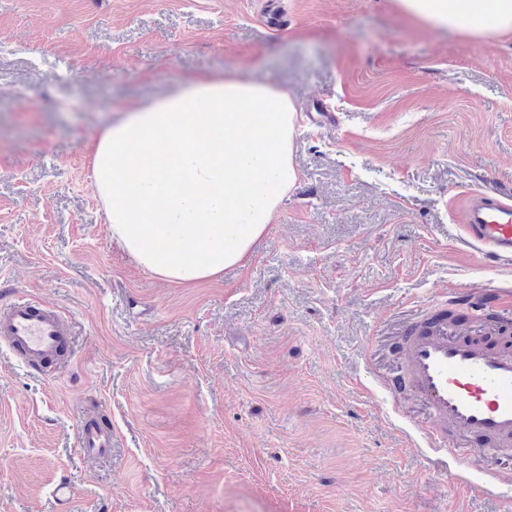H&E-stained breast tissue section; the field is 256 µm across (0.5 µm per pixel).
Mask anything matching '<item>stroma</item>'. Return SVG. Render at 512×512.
Returning <instances> with one entry per match:
<instances>
[{
	"mask_svg": "<svg viewBox=\"0 0 512 512\" xmlns=\"http://www.w3.org/2000/svg\"><path fill=\"white\" fill-rule=\"evenodd\" d=\"M192 77L287 91L301 178L248 268L187 288L113 242L92 144ZM471 188L512 190V33L392 0H0V304L74 332L40 372L0 344V512H58L62 480L67 512H512L511 457L426 447L383 387L417 311L512 289L461 238ZM85 408L111 457L80 453Z\"/></svg>",
	"mask_w": 512,
	"mask_h": 512,
	"instance_id": "35a3bbf8",
	"label": "stroma"
}]
</instances>
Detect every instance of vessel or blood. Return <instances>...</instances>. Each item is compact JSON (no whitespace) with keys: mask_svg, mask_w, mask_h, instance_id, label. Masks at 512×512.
Segmentation results:
<instances>
[{"mask_svg":"<svg viewBox=\"0 0 512 512\" xmlns=\"http://www.w3.org/2000/svg\"><path fill=\"white\" fill-rule=\"evenodd\" d=\"M464 200L462 230L475 255L487 262L511 261L512 203L481 188L466 191ZM478 302L474 291H458L449 302L421 310L405 327L398 344L400 369L385 384L391 395L411 393L425 405L429 420L419 431L429 447L453 446L463 459L469 448L453 445L460 436L471 446L512 454V349L443 319L449 305L465 310ZM488 310L489 320L512 319V291L500 289ZM72 334L71 319L51 303L17 300L0 307V343L30 366L61 357ZM77 432L85 457H111L112 429L99 417L79 414Z\"/></svg>","mask_w":512,"mask_h":512,"instance_id":"b4317fda","label":"vessel or blood"}]
</instances>
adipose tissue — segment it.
I'll return each mask as SVG.
<instances>
[{"label":"adipose tissue","instance_id":"obj_1","mask_svg":"<svg viewBox=\"0 0 512 512\" xmlns=\"http://www.w3.org/2000/svg\"><path fill=\"white\" fill-rule=\"evenodd\" d=\"M431 30L512 32V0H393ZM298 114L265 81L202 77L127 107L93 144V183L115 241L152 275L186 287L245 268L282 195Z\"/></svg>","mask_w":512,"mask_h":512}]
</instances>
